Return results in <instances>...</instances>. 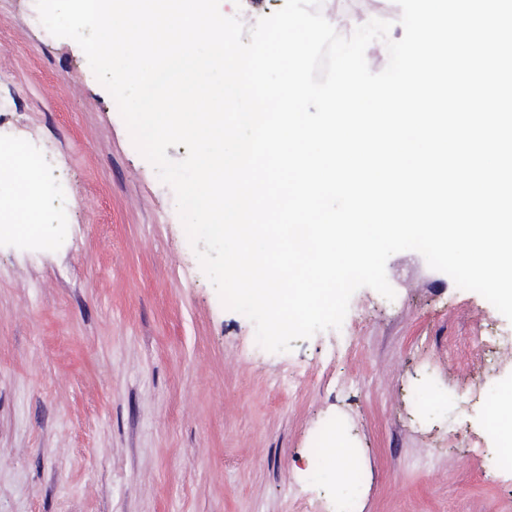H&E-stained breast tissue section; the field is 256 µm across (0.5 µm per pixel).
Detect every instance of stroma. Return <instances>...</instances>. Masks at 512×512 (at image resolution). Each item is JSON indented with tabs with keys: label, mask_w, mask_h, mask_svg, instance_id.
<instances>
[{
	"label": "stroma",
	"mask_w": 512,
	"mask_h": 512,
	"mask_svg": "<svg viewBox=\"0 0 512 512\" xmlns=\"http://www.w3.org/2000/svg\"><path fill=\"white\" fill-rule=\"evenodd\" d=\"M0 0V142L34 162L41 227L0 233V512H512L488 423L512 389V322L415 251L396 292L288 352L225 308L173 189L79 45ZM385 16L395 0H326ZM503 348L483 354L477 340ZM348 449L349 478L325 450Z\"/></svg>",
	"instance_id": "35a3bbf8"
}]
</instances>
